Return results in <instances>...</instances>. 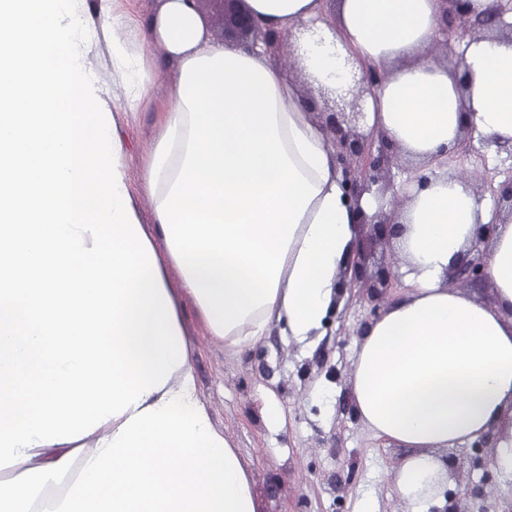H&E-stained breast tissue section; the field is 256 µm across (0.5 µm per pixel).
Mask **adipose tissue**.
<instances>
[{
    "label": "adipose tissue",
    "instance_id": "obj_1",
    "mask_svg": "<svg viewBox=\"0 0 512 512\" xmlns=\"http://www.w3.org/2000/svg\"><path fill=\"white\" fill-rule=\"evenodd\" d=\"M112 84L98 85L61 23L74 0H0V512H256L237 448L197 396L180 321L192 303L211 335L245 350L280 325L303 341L339 298L361 216L325 133L263 44H214L192 0L144 21L104 0ZM264 28L291 30L313 78L365 99L426 186H411L395 238L411 274L356 340L355 412L407 449L392 470L404 512L445 502V450L492 435L512 482V217L448 171L463 131L512 143V40L481 35L455 70L426 57L442 0H247ZM141 31L139 46L118 37ZM160 46L163 58L150 53ZM175 65L142 180L167 243L159 256L132 203L113 135L152 103L145 76ZM494 306L448 282L478 225ZM182 272L169 288L165 262ZM360 76H354L353 86L348 90V95L352 94V108L357 104L358 99L364 98L366 95H374V89L379 87L381 76L376 69L371 67H360ZM357 77V79H356Z\"/></svg>",
    "mask_w": 512,
    "mask_h": 512
}]
</instances>
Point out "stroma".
<instances>
[{
	"label": "stroma",
	"instance_id": "stroma-1",
	"mask_svg": "<svg viewBox=\"0 0 512 512\" xmlns=\"http://www.w3.org/2000/svg\"><path fill=\"white\" fill-rule=\"evenodd\" d=\"M114 119L134 205L142 223L153 224L154 203L141 172L156 143L158 114L149 108ZM470 146L448 167L480 199L496 203L482 177L511 172L512 154L482 139H471ZM369 309L358 293H348L306 341L276 325L259 345L235 351L186 306L183 326L193 342L198 397L250 469L257 512H361L366 506L403 512L391 469L406 451L372 437L353 407L351 363ZM447 458L448 498L459 499L467 512L485 502L512 512V482L497 473L493 448L462 445Z\"/></svg>",
	"mask_w": 512,
	"mask_h": 512
}]
</instances>
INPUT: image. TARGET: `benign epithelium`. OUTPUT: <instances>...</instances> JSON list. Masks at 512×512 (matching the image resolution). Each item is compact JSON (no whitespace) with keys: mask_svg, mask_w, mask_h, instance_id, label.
<instances>
[{"mask_svg":"<svg viewBox=\"0 0 512 512\" xmlns=\"http://www.w3.org/2000/svg\"><path fill=\"white\" fill-rule=\"evenodd\" d=\"M222 5L224 14V38L240 45L261 41L269 52L275 53L282 47V34L264 30L246 0H217ZM446 4L442 22L445 33L458 34L470 39L483 33L487 28L495 27L507 30L512 34V23L504 20V15L512 13V0H491L485 13L472 16L459 8L463 0H443ZM381 76L371 67H360V76L354 80L349 89L353 99L351 105L366 95L374 94L379 87ZM363 112H329L326 124L332 133L330 140L336 160L343 169L345 193L351 201L359 202L361 196L377 189L386 193L390 181L384 173L387 151L391 144L374 131L360 128L364 120ZM493 192L499 200L508 204V212L512 213V174L499 182ZM395 223L389 214L379 212L369 219L360 222V235L354 257L344 270L339 282V291L344 292L355 288L367 290L366 296L371 307L368 317L374 318L380 312L379 300L393 293L400 287L398 278L392 271L386 258H381L375 270L368 271L367 260L371 248L376 244H386L392 239ZM452 280L467 283L487 282L486 264L480 256L464 257L451 272Z\"/></svg>","mask_w":512,"mask_h":512,"instance_id":"benign-epithelium-1","label":"benign epithelium"}]
</instances>
